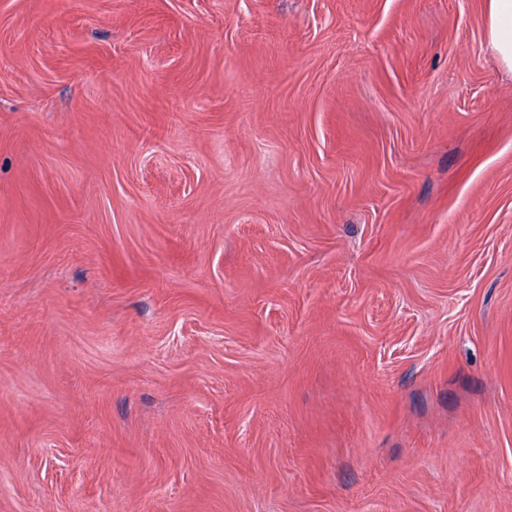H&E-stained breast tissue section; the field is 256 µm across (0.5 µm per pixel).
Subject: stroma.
Masks as SVG:
<instances>
[{
    "instance_id": "stroma-1",
    "label": "stroma",
    "mask_w": 512,
    "mask_h": 512,
    "mask_svg": "<svg viewBox=\"0 0 512 512\" xmlns=\"http://www.w3.org/2000/svg\"><path fill=\"white\" fill-rule=\"evenodd\" d=\"M486 27L0 0V512H512Z\"/></svg>"
}]
</instances>
